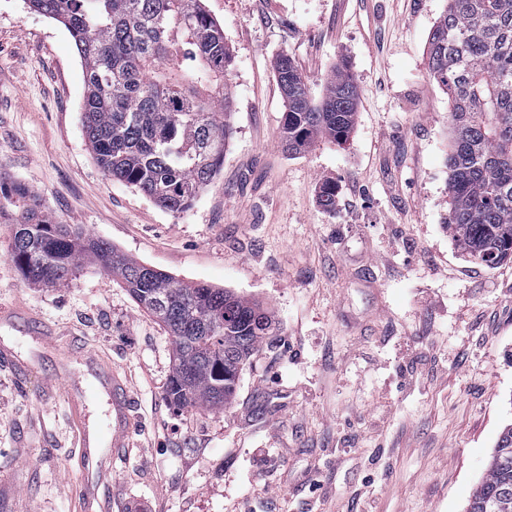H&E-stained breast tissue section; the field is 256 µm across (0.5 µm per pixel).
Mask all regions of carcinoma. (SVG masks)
Segmentation results:
<instances>
[{"mask_svg":"<svg viewBox=\"0 0 512 512\" xmlns=\"http://www.w3.org/2000/svg\"><path fill=\"white\" fill-rule=\"evenodd\" d=\"M61 23L83 67L82 124L98 166L163 209L187 212L215 179L233 138V58L201 0H25ZM430 75L448 95V230L466 254L512 262V0H448L427 48ZM280 141L300 153L318 139L346 142L357 86L336 64L320 103L281 56ZM22 203L6 250L24 281L67 285L97 262L127 288L172 340L166 399L179 411L230 402L243 366L275 333L260 302L204 281L179 280L68 224H50L37 200ZM512 512V425L496 442L467 512Z\"/></svg>","mask_w":512,"mask_h":512,"instance_id":"cac0c4a2","label":"carcinoma"}]
</instances>
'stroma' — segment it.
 I'll use <instances>...</instances> for the list:
<instances>
[{
    "label": "stroma",
    "instance_id": "stroma-1",
    "mask_svg": "<svg viewBox=\"0 0 512 512\" xmlns=\"http://www.w3.org/2000/svg\"><path fill=\"white\" fill-rule=\"evenodd\" d=\"M234 66L235 134L184 214L98 167L82 126L74 41L24 0H0V197L20 183L54 224L100 237L184 281L260 301L275 336L233 400L181 412L164 391L172 343L99 264L68 286L26 283L4 243L0 512H77L73 434L59 378L107 358L145 430L107 473L112 512H465L512 424V262L489 267L449 237L448 96L426 47L447 0H203ZM313 100L346 61L358 86L344 145L280 143V56ZM336 190V210L319 205Z\"/></svg>",
    "mask_w": 512,
    "mask_h": 512
}]
</instances>
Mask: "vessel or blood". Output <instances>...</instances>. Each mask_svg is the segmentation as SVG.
I'll list each match as a JSON object with an SVG mask.
<instances>
[{
  "label": "vessel or blood",
  "mask_w": 512,
  "mask_h": 512,
  "mask_svg": "<svg viewBox=\"0 0 512 512\" xmlns=\"http://www.w3.org/2000/svg\"><path fill=\"white\" fill-rule=\"evenodd\" d=\"M85 362L95 376V387L105 393L110 403V421L106 427L90 428L75 393H67L75 443L79 449L77 466L79 480L73 484L81 512H112V495L100 488L99 480L91 474L98 449H109V464L126 459L134 440L144 424L136 411L133 391L120 367L86 357Z\"/></svg>",
  "instance_id": "1"
}]
</instances>
